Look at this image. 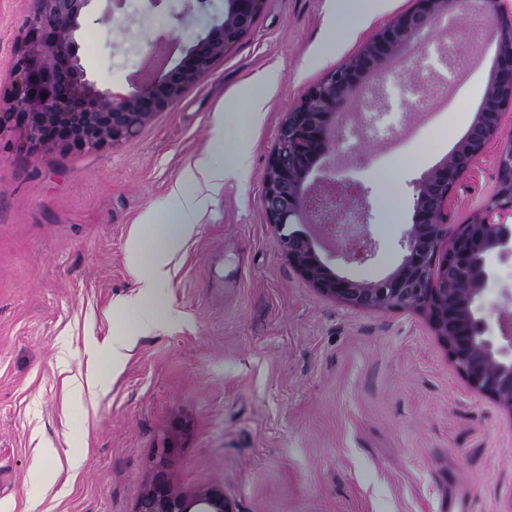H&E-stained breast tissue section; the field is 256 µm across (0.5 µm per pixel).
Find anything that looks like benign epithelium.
Here are the masks:
<instances>
[{
	"mask_svg": "<svg viewBox=\"0 0 512 512\" xmlns=\"http://www.w3.org/2000/svg\"><path fill=\"white\" fill-rule=\"evenodd\" d=\"M91 2L37 0L17 40L8 84L0 86V138L16 134L19 147L30 152H93L135 138L253 32L267 0H224L222 14L190 39L174 67L128 93L99 89L81 65L76 36ZM167 2L142 0V13H161L172 28L186 25L193 2L178 12L163 10ZM466 6L485 16L496 36L475 115L452 150L414 184L412 222L397 266L373 280L342 275L324 254L323 240L335 235L337 221L350 220L354 227L339 257L346 263L373 257L376 244L364 230L372 219L370 190L359 181L333 174L321 179L317 173L330 169L341 121L358 95L375 89L374 76L391 73L397 60L423 67L421 43ZM511 112L512 12L505 0H410L285 111L265 168L262 203L278 247L313 288L353 309L424 315L469 390L512 416V291L504 289L496 320L485 307L492 277L488 256L512 258L511 146L494 156L496 189L485 205L452 227L457 188L500 141ZM347 184L353 186L348 208L313 210L314 199L334 200ZM133 512L237 510L223 488L211 485L187 495L160 471Z\"/></svg>",
	"mask_w": 512,
	"mask_h": 512,
	"instance_id": "benign-epithelium-1",
	"label": "benign epithelium"
}]
</instances>
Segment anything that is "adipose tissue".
<instances>
[{
    "label": "adipose tissue",
    "instance_id": "1",
    "mask_svg": "<svg viewBox=\"0 0 512 512\" xmlns=\"http://www.w3.org/2000/svg\"><path fill=\"white\" fill-rule=\"evenodd\" d=\"M248 153L226 125H218L210 152L199 156L193 168L185 172V180L197 186L195 194H184L181 185L171 190L176 204L167 223L158 225L153 252L148 260L135 265L137 291L123 304L137 316L141 331L152 330L160 316L176 319L173 309L159 310L149 304L168 282L171 263L187 241L198 233L200 220L226 180L246 167Z\"/></svg>",
    "mask_w": 512,
    "mask_h": 512
}]
</instances>
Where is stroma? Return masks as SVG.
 <instances>
[{
    "label": "stroma",
    "instance_id": "stroma-1",
    "mask_svg": "<svg viewBox=\"0 0 512 512\" xmlns=\"http://www.w3.org/2000/svg\"><path fill=\"white\" fill-rule=\"evenodd\" d=\"M331 0H268L254 32L136 138L99 152L32 153L0 138V512H132L159 457L185 493L219 485L238 512H512V416L470 392L428 321L355 310L312 288L280 251L262 207L284 111L408 0H383L331 34ZM35 0H0V83ZM163 17L87 26L81 63L98 87L143 80ZM448 82L400 136L365 140L348 161L371 189L377 253L340 263L387 275L412 218V185L465 133L494 43L460 11L424 43ZM273 81H264V74ZM265 105L245 129L247 167L225 184L180 251L159 303L178 322L138 332L119 303L135 291L128 243L175 206L170 188L207 152L243 95ZM495 190L483 165L457 220ZM131 336L105 388L71 395L66 375Z\"/></svg>",
    "mask_w": 512,
    "mask_h": 512
}]
</instances>
